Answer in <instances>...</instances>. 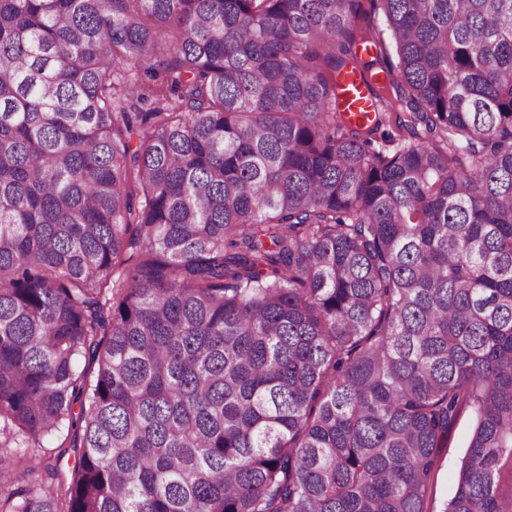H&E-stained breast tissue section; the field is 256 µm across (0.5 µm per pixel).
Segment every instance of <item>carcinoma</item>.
<instances>
[{"label":"carcinoma","instance_id":"obj_1","mask_svg":"<svg viewBox=\"0 0 512 512\" xmlns=\"http://www.w3.org/2000/svg\"><path fill=\"white\" fill-rule=\"evenodd\" d=\"M466 409L512 512V0H0L11 512H427ZM345 91L343 92V108L347 112H352L355 119L364 120L367 118V112H371L370 101L366 99L368 92L365 87L354 78L345 79L343 82ZM60 441L57 437H46L39 441V445H34L30 443L29 445H24L26 448H37L41 455L42 459V467L39 471L30 473L28 475H24L21 470L14 469L12 466L6 467L1 472L0 467V486L13 482L15 484H37L45 482L47 483L48 476L45 472V467H54L58 466L60 470L69 471L70 473L73 470L75 454L73 451L69 450L66 455L61 457L59 463H57L58 455L60 449H57ZM42 448V449H40Z\"/></svg>","mask_w":512,"mask_h":512}]
</instances>
